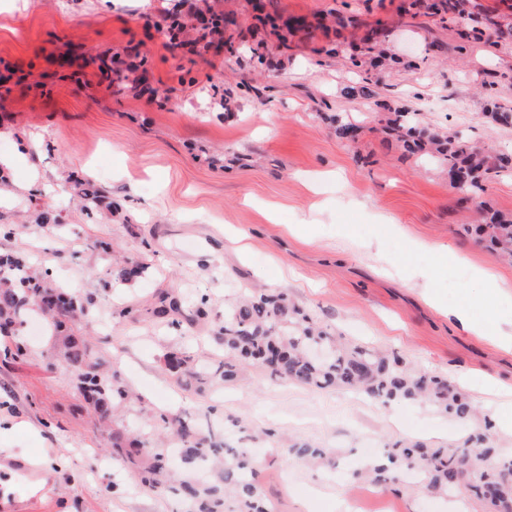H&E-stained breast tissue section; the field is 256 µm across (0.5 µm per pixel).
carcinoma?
Returning a JSON list of instances; mask_svg holds the SVG:
<instances>
[{"label": "carcinoma", "instance_id": "obj_1", "mask_svg": "<svg viewBox=\"0 0 512 512\" xmlns=\"http://www.w3.org/2000/svg\"><path fill=\"white\" fill-rule=\"evenodd\" d=\"M404 13L413 17L422 13L449 20L475 19L479 25L458 33V51L473 42L501 47L512 41V0H499L493 9L478 0H410ZM255 19L278 40V47L288 49L286 32L312 27L306 20L295 27L266 12ZM155 28L174 40L185 28L179 17L162 15ZM383 31L373 28L366 36V50L376 68H387L397 59L381 48ZM336 138L349 144L359 139L360 126L342 112L327 116ZM386 134L403 149V156H427L443 165L452 187L468 194L483 191V178L491 171L512 170V152H488L473 144L460 132L444 133L420 126L415 113L405 105L387 107ZM503 261L512 262V219L497 212L486 215V223L476 227ZM149 262L145 255L131 263L116 264L114 284L127 286L145 275ZM62 296L61 304L47 311L52 317L56 356L74 369L85 401L102 423H112V451L140 463L141 485L153 492L176 488L193 500L195 512H269L256 478L252 449L231 446L211 434L203 436L188 420L174 424L173 437L179 440L181 462L187 466L200 463L211 475L198 481L170 465L167 444H150L129 439L126 426L117 420L119 411L142 400L133 394L117 375L108 378L100 372L91 346L65 333L66 324L84 320L87 306L77 301L63 287L49 278L48 271L31 264L20 254L0 255V336L15 335V326L30 310L52 303ZM180 300L168 293L158 296L153 309L157 318L179 325ZM224 359L210 366L186 350L172 349L164 356L165 366L178 381L225 382L235 379L248 366L265 368L276 380H291L318 389L341 388L362 392L388 401L427 399L441 411L456 418L470 416V404L447 382L419 375L397 357H387L365 347L336 343L320 330L312 318L290 305L282 294L255 289L224 311ZM294 454L313 465L335 466L325 450L310 444L294 445ZM413 470L429 490L446 494L456 483L454 474L465 478L468 489L476 494L488 490L490 502L498 512H512V459L493 453L488 435L476 431L463 442L448 448H428L422 444L396 442L388 450L387 463L374 467L379 480H398L401 466Z\"/></svg>", "mask_w": 512, "mask_h": 512}]
</instances>
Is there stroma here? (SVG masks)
<instances>
[{"label":"stroma","instance_id":"obj_1","mask_svg":"<svg viewBox=\"0 0 512 512\" xmlns=\"http://www.w3.org/2000/svg\"><path fill=\"white\" fill-rule=\"evenodd\" d=\"M273 3L312 22L340 10L357 23L297 33L282 53L246 0H0V156L18 139L29 146L0 195V225L15 230L0 250L48 267L87 302L79 336L145 399L129 420L193 418L251 448L271 512H350L354 499L361 512H495L474 495H433L410 480L373 484L357 473L383 462L395 442L441 448L482 428L496 453L512 450V429L491 423L512 414V345L448 316L468 306L512 321V264L463 230L485 209L512 218V172L491 174L475 201L464 200L436 161L404 157L380 122L385 105L403 103L422 125L512 151V127L491 120L479 89L485 73H498L495 103L512 109V45L473 43L456 54L457 22L404 16L405 0ZM172 12L233 16L232 50L203 47L190 29L172 46L154 27ZM379 23L404 64L383 74L376 97L347 101L343 87L364 75L349 56ZM263 41L271 49L260 62ZM105 54L146 70L154 95L120 90L100 65ZM326 111L357 122V144L336 139ZM85 179L103 194L91 214L73 198L74 181ZM43 213L53 223H40ZM436 246L459 263L438 261ZM142 252L149 274L113 287V255ZM482 266L497 270L498 288L474 277ZM251 285L287 293L351 345L458 383L472 416L461 422L429 403L274 381L258 367L225 384L176 382L164 354L180 347L223 359L224 310ZM162 291L186 307L207 299L206 320L175 329L156 320ZM126 306L138 319L120 316ZM20 337L25 357L0 354V448L43 457L47 492L37 512H187L180 497L141 487L113 458L111 432L88 415L73 369L55 362L40 316L27 318ZM286 442L327 449L335 470L286 454Z\"/></svg>","mask_w":512,"mask_h":512}]
</instances>
